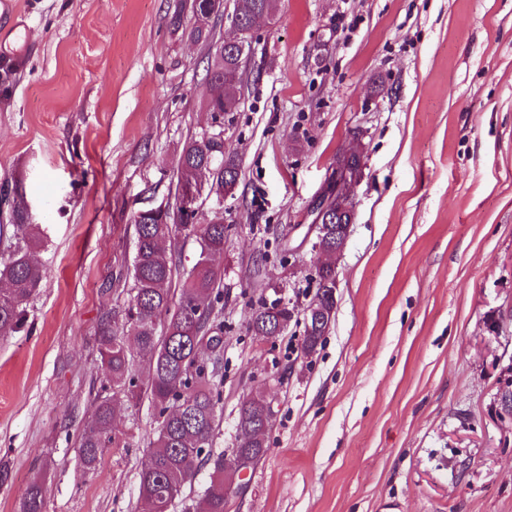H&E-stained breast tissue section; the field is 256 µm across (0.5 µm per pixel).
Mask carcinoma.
<instances>
[{
    "label": "carcinoma",
    "instance_id": "1",
    "mask_svg": "<svg viewBox=\"0 0 512 512\" xmlns=\"http://www.w3.org/2000/svg\"><path fill=\"white\" fill-rule=\"evenodd\" d=\"M192 7L201 19L194 21L191 35L210 48L215 36L211 19L224 15V0H193ZM273 9L272 0H233V14L246 22ZM238 67L239 58L234 52H213L205 76L209 111L226 107L237 111L239 97L224 98V88ZM239 176L238 159L224 149L223 130L209 136L202 131L184 144L178 162L179 184L206 180L222 186L226 180H239ZM134 224L133 296L126 311L125 330L116 333L107 324L99 339L100 363L111 375L112 396H98L89 432L80 448L84 464L93 470L107 437H112V447H126V441L114 433L117 397L131 406L148 399L157 410V426L139 473V494L149 512H169L186 484L209 460L205 449L212 447L221 420L216 383L219 359L207 356L204 367L198 361L205 343L219 341L224 335L215 308L223 299L218 265L223 262L229 226L224 224L222 214L202 220L198 214L182 210L174 221L168 213L162 216L140 211L134 216ZM0 233L10 240L6 250L0 252V339H4L24 326L27 305L43 280L44 270L34 263L32 255L44 246L45 231L31 221L27 205L19 200L12 207V224H1ZM178 235L197 244L199 254L175 288L173 274L181 258L168 252L166 243ZM330 274L329 268H315L314 299L333 307L336 299L329 296L326 287ZM294 317L295 309L283 302L278 316L272 318L259 301L252 307L248 331L255 336L260 332L272 336L277 330L285 331ZM128 336L134 337L149 362V377L141 385L130 368ZM324 340L319 330L304 328L301 353L311 355ZM273 418L262 395L242 398L236 421L239 456L252 463L266 453L267 442L250 440L247 434L258 426L271 427ZM225 501L224 459L219 458L194 512H224Z\"/></svg>",
    "mask_w": 512,
    "mask_h": 512
}]
</instances>
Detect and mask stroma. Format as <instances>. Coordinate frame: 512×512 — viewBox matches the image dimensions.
I'll return each instance as SVG.
<instances>
[{
	"mask_svg": "<svg viewBox=\"0 0 512 512\" xmlns=\"http://www.w3.org/2000/svg\"><path fill=\"white\" fill-rule=\"evenodd\" d=\"M191 4L20 0L5 44L28 61L0 70V189L47 243L26 322L0 340V512L35 485L44 512L145 510L149 401L121 407L128 445L96 470L79 439L110 382L101 325L121 327L132 297L134 216L176 210L182 147L211 123ZM240 94L224 116L239 181L196 202L230 226L210 453L237 447L247 393L274 423L224 512H512V0H276ZM356 130L335 321L306 359L302 323L270 340L247 323L260 297L299 313L313 298L301 241Z\"/></svg>",
	"mask_w": 512,
	"mask_h": 512,
	"instance_id": "stroma-1",
	"label": "stroma"
}]
</instances>
